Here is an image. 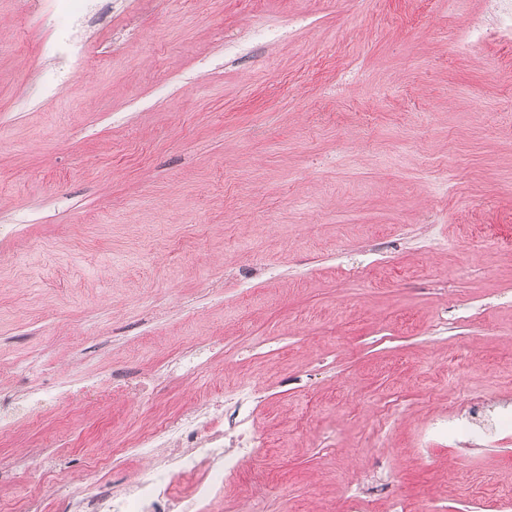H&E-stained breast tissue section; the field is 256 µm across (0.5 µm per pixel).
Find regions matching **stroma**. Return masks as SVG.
<instances>
[{
  "label": "stroma",
  "instance_id": "stroma-1",
  "mask_svg": "<svg viewBox=\"0 0 512 512\" xmlns=\"http://www.w3.org/2000/svg\"><path fill=\"white\" fill-rule=\"evenodd\" d=\"M486 6L0 0V399L36 357L49 386L159 376L0 438L1 502L24 465L46 512L125 492L139 461L91 462L247 382L269 448L227 500L347 512L382 475L512 512V430L420 445L471 394L512 401V49L461 50ZM211 363V356L207 352L195 349L188 350L181 353L173 361L165 377L169 378L172 374H176L180 378L189 379L194 377L199 371L207 368Z\"/></svg>",
  "mask_w": 512,
  "mask_h": 512
}]
</instances>
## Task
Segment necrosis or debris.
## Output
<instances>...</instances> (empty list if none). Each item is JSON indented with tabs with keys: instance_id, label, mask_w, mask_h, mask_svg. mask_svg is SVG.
I'll list each match as a JSON object with an SVG mask.
<instances>
[{
	"instance_id": "necrosis-or-debris-1",
	"label": "necrosis or debris",
	"mask_w": 512,
	"mask_h": 512,
	"mask_svg": "<svg viewBox=\"0 0 512 512\" xmlns=\"http://www.w3.org/2000/svg\"><path fill=\"white\" fill-rule=\"evenodd\" d=\"M512 34V0H487L485 17L469 31V42L477 46L484 41ZM258 394L251 384H243L225 396L218 409L204 407L183 412L155 422L126 448L124 457L148 459L136 477L132 490L113 494L99 484L76 500L81 512H97L107 505L109 512H223L224 483L237 475L240 458L259 454L263 437L252 428ZM512 423V410L488 412L481 398H474L468 414L446 421L448 432L467 438L489 440ZM170 449L178 472L151 465L159 449ZM198 474L191 487L181 486L177 475Z\"/></svg>"
}]
</instances>
